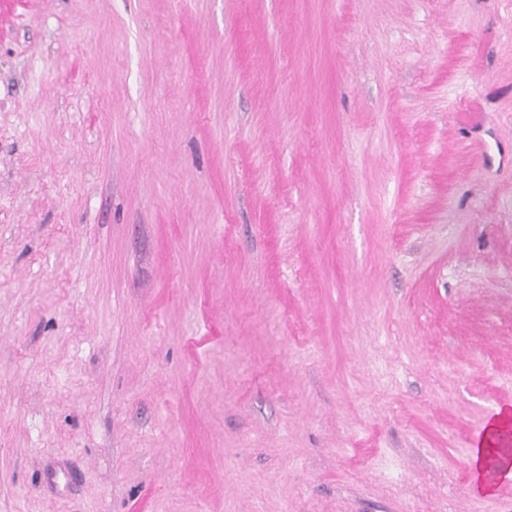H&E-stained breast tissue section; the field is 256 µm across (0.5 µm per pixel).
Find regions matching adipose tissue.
I'll use <instances>...</instances> for the list:
<instances>
[{"label": "adipose tissue", "mask_w": 512, "mask_h": 512, "mask_svg": "<svg viewBox=\"0 0 512 512\" xmlns=\"http://www.w3.org/2000/svg\"><path fill=\"white\" fill-rule=\"evenodd\" d=\"M511 436L512 408H498L471 455L475 478H482L490 471L512 478V447L507 444Z\"/></svg>", "instance_id": "1"}]
</instances>
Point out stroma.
<instances>
[{"mask_svg":"<svg viewBox=\"0 0 512 512\" xmlns=\"http://www.w3.org/2000/svg\"><path fill=\"white\" fill-rule=\"evenodd\" d=\"M512 0H0V512H512ZM511 424L512 409L509 406L499 407L471 455L475 480H481L488 471L512 478V448L506 445Z\"/></svg>","mask_w":512,"mask_h":512,"instance_id":"1","label":"stroma"}]
</instances>
